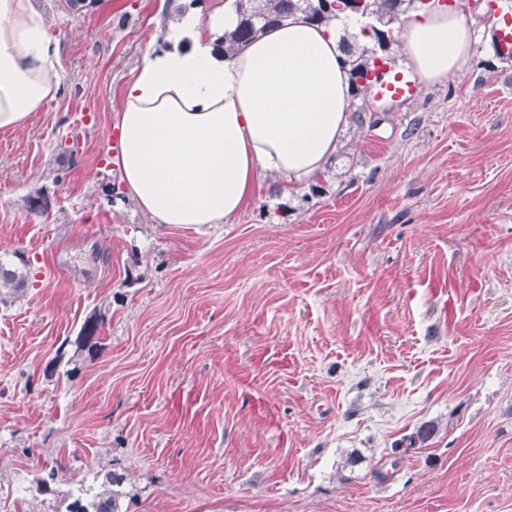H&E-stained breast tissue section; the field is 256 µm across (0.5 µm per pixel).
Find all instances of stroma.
Instances as JSON below:
<instances>
[{
	"label": "stroma",
	"instance_id": "stroma-1",
	"mask_svg": "<svg viewBox=\"0 0 512 512\" xmlns=\"http://www.w3.org/2000/svg\"><path fill=\"white\" fill-rule=\"evenodd\" d=\"M156 2L39 3L60 94L0 131V263L29 269L0 303V512L108 470L128 512H512V0L467 12L466 72L204 226L152 223L106 161Z\"/></svg>",
	"mask_w": 512,
	"mask_h": 512
}]
</instances>
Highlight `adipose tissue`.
Segmentation results:
<instances>
[{
    "mask_svg": "<svg viewBox=\"0 0 512 512\" xmlns=\"http://www.w3.org/2000/svg\"><path fill=\"white\" fill-rule=\"evenodd\" d=\"M167 18L122 90L114 163L158 224H231L263 176L313 181L335 157L356 94L334 26L291 18L234 55L230 0L208 11L158 0ZM473 33L461 10L409 20L407 73L432 84L464 72ZM61 46L35 0H0V130L24 128L60 91Z\"/></svg>",
    "mask_w": 512,
    "mask_h": 512,
    "instance_id": "obj_1",
    "label": "adipose tissue"
}]
</instances>
